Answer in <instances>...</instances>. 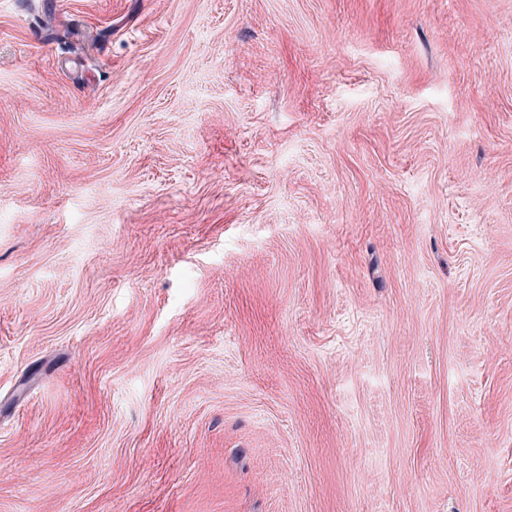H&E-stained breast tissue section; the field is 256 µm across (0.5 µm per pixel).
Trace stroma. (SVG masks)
Masks as SVG:
<instances>
[{
	"label": "stroma",
	"instance_id": "35a3bbf8",
	"mask_svg": "<svg viewBox=\"0 0 512 512\" xmlns=\"http://www.w3.org/2000/svg\"><path fill=\"white\" fill-rule=\"evenodd\" d=\"M0 512H512V0H0Z\"/></svg>",
	"mask_w": 512,
	"mask_h": 512
}]
</instances>
